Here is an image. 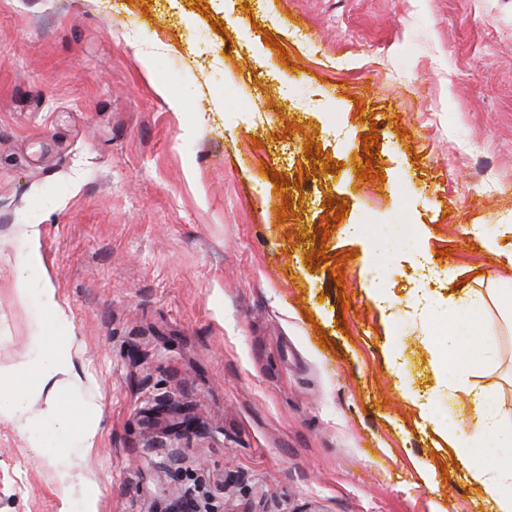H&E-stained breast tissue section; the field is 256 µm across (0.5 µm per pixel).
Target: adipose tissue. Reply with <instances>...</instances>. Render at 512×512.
<instances>
[{"label":"adipose tissue","instance_id":"adipose-tissue-1","mask_svg":"<svg viewBox=\"0 0 512 512\" xmlns=\"http://www.w3.org/2000/svg\"><path fill=\"white\" fill-rule=\"evenodd\" d=\"M486 299L483 295L464 296V315L449 318L441 332V341L448 352L449 390L466 389L469 412L454 424L440 428L472 479L482 486L496 504V512H512V461L496 463L473 462L474 449L511 448L512 416H507L481 392L464 386L466 372L493 364L496 353L490 345V326L485 316ZM71 365L68 348L46 346L35 342L28 356L7 370H0V379L23 381L30 375L49 380L67 373ZM39 421L53 428L62 439L64 452L89 448L94 444L97 427L92 419V407L85 404L76 408L51 399L38 416Z\"/></svg>","mask_w":512,"mask_h":512}]
</instances>
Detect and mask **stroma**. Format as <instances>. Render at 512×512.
<instances>
[{
    "label": "stroma",
    "instance_id": "stroma-1",
    "mask_svg": "<svg viewBox=\"0 0 512 512\" xmlns=\"http://www.w3.org/2000/svg\"><path fill=\"white\" fill-rule=\"evenodd\" d=\"M389 224L414 233L374 256ZM502 224L512 0H0V367L41 334L16 288L46 284L83 383L26 379L19 411L0 383V512H180L191 487L193 512H495L435 430L467 404L428 334L512 282ZM487 316L496 362L465 380L512 415ZM50 397L95 404L67 491L21 426Z\"/></svg>",
    "mask_w": 512,
    "mask_h": 512
}]
</instances>
